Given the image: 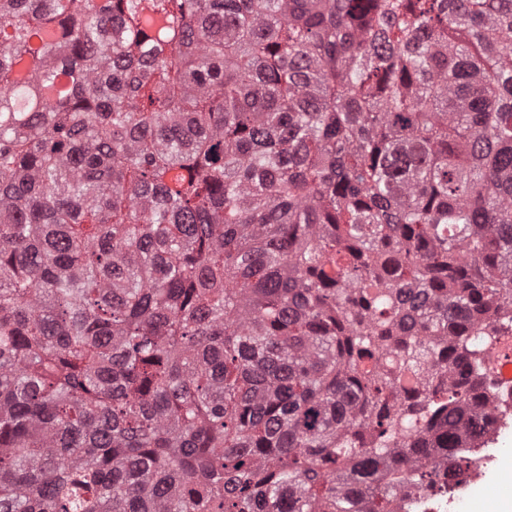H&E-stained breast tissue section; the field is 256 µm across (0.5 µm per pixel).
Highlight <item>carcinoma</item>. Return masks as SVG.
<instances>
[{"mask_svg":"<svg viewBox=\"0 0 512 512\" xmlns=\"http://www.w3.org/2000/svg\"><path fill=\"white\" fill-rule=\"evenodd\" d=\"M508 364L512 0H0V512H389Z\"/></svg>","mask_w":512,"mask_h":512,"instance_id":"1","label":"carcinoma"}]
</instances>
